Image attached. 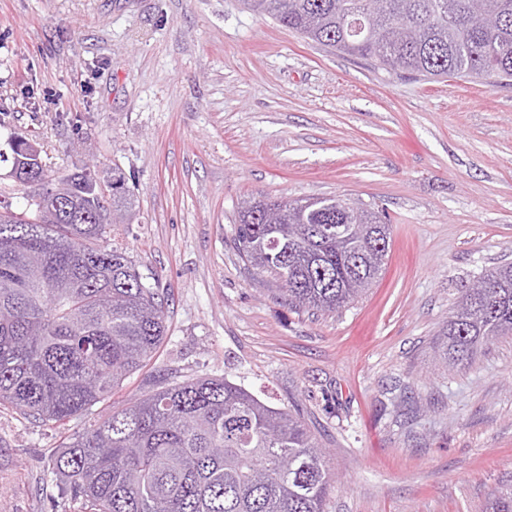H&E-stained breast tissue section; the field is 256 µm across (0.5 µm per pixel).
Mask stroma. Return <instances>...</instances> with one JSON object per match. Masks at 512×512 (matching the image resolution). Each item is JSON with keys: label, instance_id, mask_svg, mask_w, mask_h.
Wrapping results in <instances>:
<instances>
[{"label": "stroma", "instance_id": "1", "mask_svg": "<svg viewBox=\"0 0 512 512\" xmlns=\"http://www.w3.org/2000/svg\"><path fill=\"white\" fill-rule=\"evenodd\" d=\"M113 168L111 231L168 299L157 359L65 427L0 409V512H84L51 472L68 436L160 373L227 377L296 412L324 448L326 512H483L512 487V335L465 367L436 337L474 276L512 262V87L398 77L241 0H0V149ZM248 197H341L386 213L372 288L288 310L233 245Z\"/></svg>", "mask_w": 512, "mask_h": 512}]
</instances>
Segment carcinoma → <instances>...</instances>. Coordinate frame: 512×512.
<instances>
[{
  "mask_svg": "<svg viewBox=\"0 0 512 512\" xmlns=\"http://www.w3.org/2000/svg\"><path fill=\"white\" fill-rule=\"evenodd\" d=\"M245 8L342 55L402 77L512 84V0H242ZM474 12L495 17L468 26ZM26 139L0 162L24 168ZM55 213L0 206V405L63 425L111 399L145 367L166 335V302L126 250L104 240L128 224L126 178L112 169V209L82 167L51 177ZM348 200L252 199L238 213L234 247L277 287L290 310L334 313L378 278L389 249L382 213ZM35 223H22L28 214ZM461 291L437 344L449 365L471 362L490 339L512 334V263ZM53 472L86 512H324L332 477L305 422L225 378L176 381L107 412L73 435ZM486 512H512V488Z\"/></svg>",
  "mask_w": 512,
  "mask_h": 512,
  "instance_id": "obj_1",
  "label": "carcinoma"
}]
</instances>
